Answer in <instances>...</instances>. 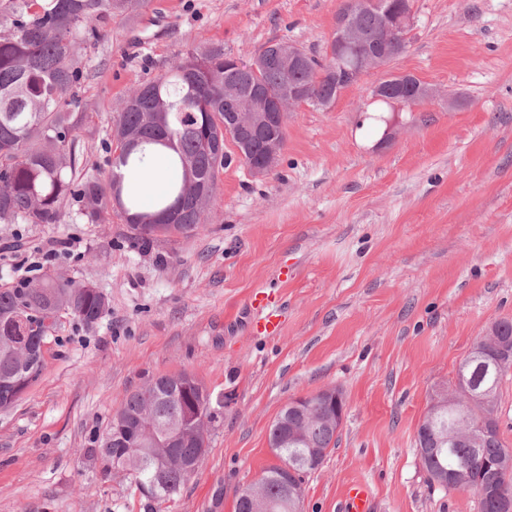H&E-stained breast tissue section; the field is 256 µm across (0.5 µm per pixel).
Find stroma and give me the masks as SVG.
I'll return each mask as SVG.
<instances>
[{
    "instance_id": "1",
    "label": "stroma",
    "mask_w": 512,
    "mask_h": 512,
    "mask_svg": "<svg viewBox=\"0 0 512 512\" xmlns=\"http://www.w3.org/2000/svg\"><path fill=\"white\" fill-rule=\"evenodd\" d=\"M343 0H148L80 49L88 73L77 140L108 175L124 97L213 45L244 63L272 40L322 53ZM409 73L432 98L397 108L394 140L364 123L368 89ZM277 166L231 154L203 229L138 241L117 214L0 224V287L42 272L99 288L103 317L63 316L44 369L0 410V512H145L121 475L82 458L125 395L187 372L226 398L209 452L161 512H234L274 464L269 429L290 399L345 401L338 440L304 486V512H338L353 484L372 512H479L473 493L430 484L416 432L492 324L512 321V0H415L407 51L327 108L286 120ZM292 270L281 281L279 269ZM273 292L278 334L249 325ZM312 397H316L318 400H321L324 405L327 406H331L336 403V407L338 406V404H340L342 400V395L338 390L328 388L319 390L318 392L309 396L293 399L289 402L290 407L295 411L299 412L302 415V417L305 418V416L308 414L307 401Z\"/></svg>"
}]
</instances>
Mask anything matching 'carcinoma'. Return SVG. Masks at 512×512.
<instances>
[{
    "label": "carcinoma",
    "mask_w": 512,
    "mask_h": 512,
    "mask_svg": "<svg viewBox=\"0 0 512 512\" xmlns=\"http://www.w3.org/2000/svg\"><path fill=\"white\" fill-rule=\"evenodd\" d=\"M391 0H344L342 9L356 13L368 31L383 16L379 4ZM145 0H0V224H60L73 203L85 204L92 222L112 211V183L119 169L143 160L144 147L162 146L173 153L183 178L173 184L170 199L153 215L134 213V200L118 210L124 223L149 243L160 234L187 235L199 230L215 199L216 179L228 161L224 153V117L235 103L224 98V86L254 84L274 99L300 91L307 105H331L339 94L358 84L365 49L348 44L324 50L323 57L305 55L306 63L289 75L277 64L246 72L224 64V47L192 51L169 74L129 94L116 123L112 167L107 179L90 173L80 162L77 130L81 126L78 90L84 79L79 56L82 43L104 38L102 24L113 14L133 17ZM380 95L366 115L375 127L386 125L390 99L417 103L421 82L402 83L392 76L380 81ZM107 300L97 288L53 276L23 287L0 288V408L13 406L35 382L44 366L43 346L56 332L61 314L85 324L102 317ZM490 332L486 360L458 367L468 386L499 387L501 378L486 369L512 346V321L500 320ZM464 388L457 404L425 416L420 428L447 434L432 454L420 458L430 482L438 472H454L461 490L478 496L479 512H502L512 498V448L499 428L480 426L484 408L466 402ZM224 405L187 373L158 375L129 393L112 414L102 435L84 449L90 465L103 476L123 472L151 504L171 502L190 478L187 466L197 460L202 439L194 418L212 424ZM181 431L169 446L159 427ZM336 409H317L305 423L283 406L270 429L278 463L268 466L251 503L238 496L236 512H294L290 487L310 473L305 461L312 453L327 456L336 445ZM295 475L284 477L285 467Z\"/></svg>",
    "instance_id": "obj_1"
}]
</instances>
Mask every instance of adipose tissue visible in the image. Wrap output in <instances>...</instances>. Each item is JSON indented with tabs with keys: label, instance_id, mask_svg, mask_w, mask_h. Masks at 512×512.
I'll return each mask as SVG.
<instances>
[{
	"label": "adipose tissue",
	"instance_id": "ef3b65f1",
	"mask_svg": "<svg viewBox=\"0 0 512 512\" xmlns=\"http://www.w3.org/2000/svg\"><path fill=\"white\" fill-rule=\"evenodd\" d=\"M178 176L167 153L150 151L142 167L125 171L123 193L136 197L142 210L151 211L156 202L166 196L171 183Z\"/></svg>",
	"mask_w": 512,
	"mask_h": 512
}]
</instances>
